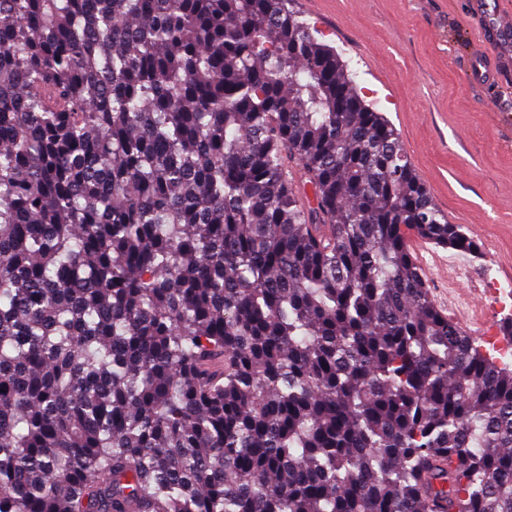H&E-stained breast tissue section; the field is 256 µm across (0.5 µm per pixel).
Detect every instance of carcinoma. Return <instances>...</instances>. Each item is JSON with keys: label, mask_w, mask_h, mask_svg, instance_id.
I'll use <instances>...</instances> for the list:
<instances>
[{"label": "carcinoma", "mask_w": 512, "mask_h": 512, "mask_svg": "<svg viewBox=\"0 0 512 512\" xmlns=\"http://www.w3.org/2000/svg\"><path fill=\"white\" fill-rule=\"evenodd\" d=\"M289 2L0 0V512H512L479 248Z\"/></svg>", "instance_id": "obj_1"}]
</instances>
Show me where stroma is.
Returning a JSON list of instances; mask_svg holds the SVG:
<instances>
[{
  "mask_svg": "<svg viewBox=\"0 0 512 512\" xmlns=\"http://www.w3.org/2000/svg\"><path fill=\"white\" fill-rule=\"evenodd\" d=\"M291 0L348 66L361 96L400 135L433 202L482 251L512 253V0ZM434 305L465 313L482 343L512 316L475 291L482 260L449 278L454 251L414 237Z\"/></svg>",
  "mask_w": 512,
  "mask_h": 512,
  "instance_id": "1",
  "label": "stroma"
}]
</instances>
